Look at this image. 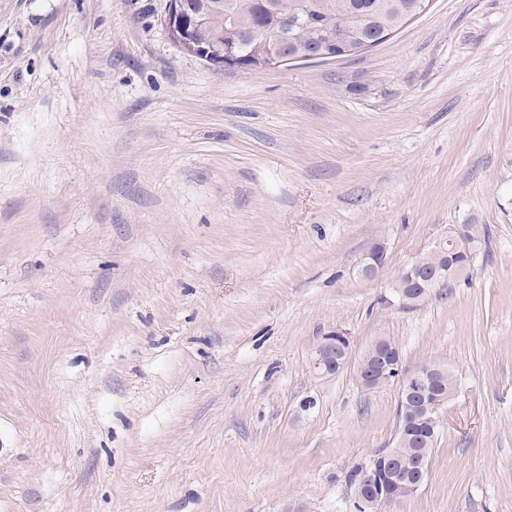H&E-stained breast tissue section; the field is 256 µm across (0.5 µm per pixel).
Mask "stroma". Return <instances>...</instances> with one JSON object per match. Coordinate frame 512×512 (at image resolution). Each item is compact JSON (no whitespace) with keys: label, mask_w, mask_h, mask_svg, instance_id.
<instances>
[{"label":"stroma","mask_w":512,"mask_h":512,"mask_svg":"<svg viewBox=\"0 0 512 512\" xmlns=\"http://www.w3.org/2000/svg\"><path fill=\"white\" fill-rule=\"evenodd\" d=\"M167 4L0 0V512H353L399 387L317 373L338 327L456 382L397 512H512V0L250 71ZM457 224L469 275L393 301Z\"/></svg>","instance_id":"35a3bbf8"}]
</instances>
